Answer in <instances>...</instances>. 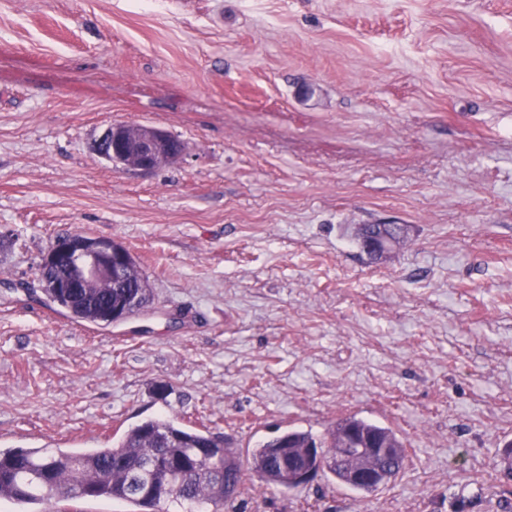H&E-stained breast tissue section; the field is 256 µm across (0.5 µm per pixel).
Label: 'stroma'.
Wrapping results in <instances>:
<instances>
[{
	"instance_id": "stroma-1",
	"label": "stroma",
	"mask_w": 512,
	"mask_h": 512,
	"mask_svg": "<svg viewBox=\"0 0 512 512\" xmlns=\"http://www.w3.org/2000/svg\"><path fill=\"white\" fill-rule=\"evenodd\" d=\"M113 124L185 153L112 165ZM77 232L152 304L91 329L37 300ZM349 416L403 441L395 480L250 475L243 512H512V0H0V449L174 418L246 462Z\"/></svg>"
}]
</instances>
